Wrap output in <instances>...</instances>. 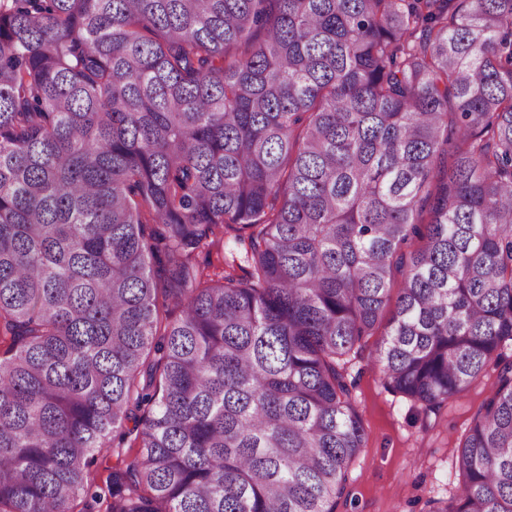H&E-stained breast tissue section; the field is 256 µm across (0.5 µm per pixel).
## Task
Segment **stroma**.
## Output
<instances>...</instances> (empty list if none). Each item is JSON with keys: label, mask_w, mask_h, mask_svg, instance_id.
<instances>
[{"label": "stroma", "mask_w": 512, "mask_h": 512, "mask_svg": "<svg viewBox=\"0 0 512 512\" xmlns=\"http://www.w3.org/2000/svg\"><path fill=\"white\" fill-rule=\"evenodd\" d=\"M378 342L370 337L350 369L367 441L350 467L353 502L336 512H427L428 498L449 494L459 482L456 459L492 381L479 379L440 415L427 413L385 387Z\"/></svg>", "instance_id": "1"}]
</instances>
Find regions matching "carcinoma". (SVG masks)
Here are the masks:
<instances>
[{"instance_id":"obj_1","label":"carcinoma","mask_w":512,"mask_h":512,"mask_svg":"<svg viewBox=\"0 0 512 512\" xmlns=\"http://www.w3.org/2000/svg\"><path fill=\"white\" fill-rule=\"evenodd\" d=\"M397 272L512 512V0H0V512H335Z\"/></svg>"}]
</instances>
